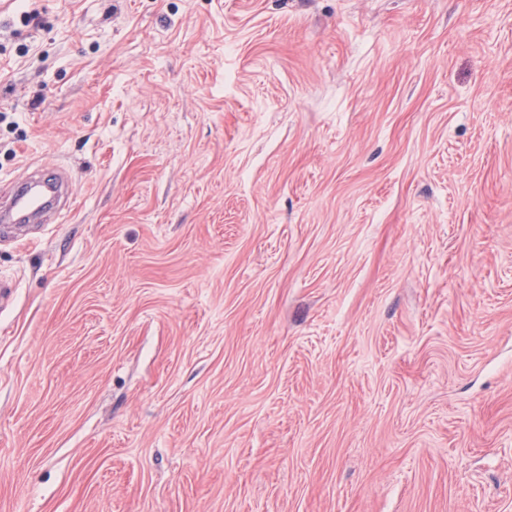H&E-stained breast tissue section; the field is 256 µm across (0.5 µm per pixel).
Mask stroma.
I'll use <instances>...</instances> for the list:
<instances>
[{
  "instance_id": "1",
  "label": "stroma",
  "mask_w": 512,
  "mask_h": 512,
  "mask_svg": "<svg viewBox=\"0 0 512 512\" xmlns=\"http://www.w3.org/2000/svg\"><path fill=\"white\" fill-rule=\"evenodd\" d=\"M0 0V512H512V0ZM60 187L58 181L50 176L19 187L9 201L1 204V223L29 221L51 203Z\"/></svg>"
}]
</instances>
